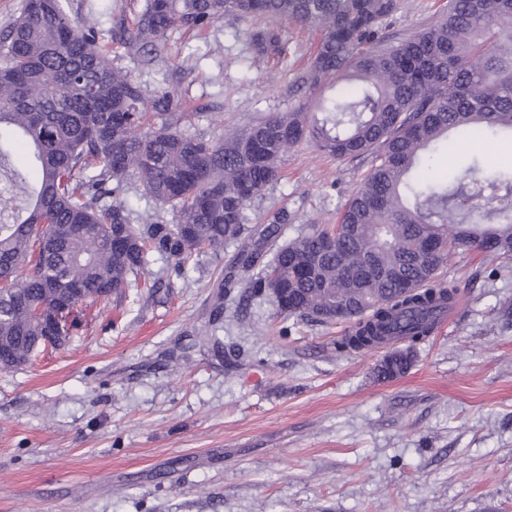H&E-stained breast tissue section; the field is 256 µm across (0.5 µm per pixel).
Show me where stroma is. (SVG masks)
I'll use <instances>...</instances> for the list:
<instances>
[{
    "label": "stroma",
    "mask_w": 512,
    "mask_h": 512,
    "mask_svg": "<svg viewBox=\"0 0 512 512\" xmlns=\"http://www.w3.org/2000/svg\"><path fill=\"white\" fill-rule=\"evenodd\" d=\"M146 0H65L115 68L183 99L186 133L208 139L308 100L300 70L317 32L274 22L286 58L258 55L253 24L169 31L153 64L112 38ZM448 0H404L385 23L405 38ZM480 156L512 163V139L433 154L441 178ZM247 210L283 213V240L336 223L369 172L301 144ZM234 252L195 255L184 274L149 265L158 292L89 307L68 346L0 371V512H512V256L452 252L450 319L380 380L381 348L341 352L344 324L280 313L266 294L224 299L201 337L213 282Z\"/></svg>",
    "instance_id": "stroma-1"
}]
</instances>
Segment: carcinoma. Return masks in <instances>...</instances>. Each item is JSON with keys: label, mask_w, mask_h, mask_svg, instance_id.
Wrapping results in <instances>:
<instances>
[{"label": "carcinoma", "mask_w": 512, "mask_h": 512, "mask_svg": "<svg viewBox=\"0 0 512 512\" xmlns=\"http://www.w3.org/2000/svg\"><path fill=\"white\" fill-rule=\"evenodd\" d=\"M399 0H146L120 40L156 49L177 24L286 19L322 32L298 82L320 95L213 141L182 132L169 93L150 95L112 66L94 30L64 0H26L0 34V370L49 347L41 305L61 309L73 335L86 302L150 288V257L179 274L192 256L245 236L236 257L252 296L290 291L289 315L350 322L339 350L393 336L409 354L380 362L377 376L406 373L413 345L432 332L458 289L441 276L448 253L476 248L512 255V166L487 176L476 159L451 179H429L423 161L461 139L512 135V0H448V12L392 42L384 22ZM262 55L287 54L279 32L258 26ZM161 125L153 126V118ZM302 141L336 158L368 154L371 168L346 203L336 245L311 227L280 242L281 225H247L246 211L279 178V162ZM178 222L137 217L122 201L131 177ZM112 196V204L101 199Z\"/></svg>", "instance_id": "carcinoma-1"}]
</instances>
